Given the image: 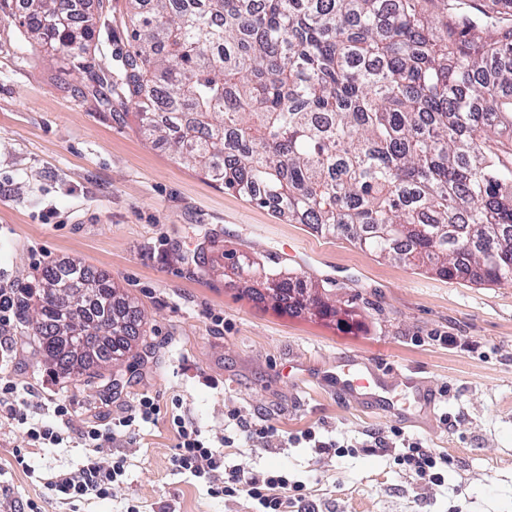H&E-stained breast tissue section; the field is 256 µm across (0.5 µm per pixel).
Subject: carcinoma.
<instances>
[{"instance_id":"1","label":"carcinoma","mask_w":512,"mask_h":512,"mask_svg":"<svg viewBox=\"0 0 512 512\" xmlns=\"http://www.w3.org/2000/svg\"><path fill=\"white\" fill-rule=\"evenodd\" d=\"M22 49L91 73L94 22L23 0ZM112 97L224 188L324 236L448 279L512 284V0H129ZM284 309L337 313L324 286L243 256ZM45 286L50 369L112 360L143 333L112 281ZM52 296H46V293Z\"/></svg>"}]
</instances>
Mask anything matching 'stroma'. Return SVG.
<instances>
[{"mask_svg":"<svg viewBox=\"0 0 512 512\" xmlns=\"http://www.w3.org/2000/svg\"><path fill=\"white\" fill-rule=\"evenodd\" d=\"M128 0H110L92 69L111 83L129 50ZM14 19L0 18V282L37 287L44 267L77 263L112 280L145 321L137 346L83 376L52 375L33 340L31 314L0 328V376L47 417L72 403L65 441L32 448L31 472L16 467L23 431L0 418V495L62 512L43 477L81 466L80 430L92 416L125 415L142 395L161 413L130 439L99 449L128 468L107 500L82 512H255L250 499H216L207 483L177 469L173 416L213 443L226 414L261 418L278 434L224 451L244 473L286 472L307 484L288 512H512V284L448 280L375 257L341 237L291 224L224 189L140 129L135 110L104 104L69 54L23 55ZM279 255L291 275L332 284L351 302L346 324L256 301L254 281L232 274L237 257ZM341 356L382 377L413 374L432 392L346 402L329 374ZM401 427L447 456L444 483L417 484L379 449L337 456L294 443L369 436Z\"/></svg>","mask_w":512,"mask_h":512,"instance_id":"stroma-1","label":"stroma"}]
</instances>
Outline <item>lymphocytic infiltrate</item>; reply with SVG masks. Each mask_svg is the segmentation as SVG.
<instances>
[{"label": "lymphocytic infiltrate", "instance_id": "1", "mask_svg": "<svg viewBox=\"0 0 512 512\" xmlns=\"http://www.w3.org/2000/svg\"><path fill=\"white\" fill-rule=\"evenodd\" d=\"M15 392L13 384L0 377V417L10 418L22 425L27 447L44 448L61 444L72 412L71 404L54 403L50 419L33 422L28 417L26 405L16 400ZM159 413L156 399L145 395L139 398L128 415L108 424L89 422L81 433L87 449L83 464L76 470L44 478L45 489L56 496L59 503L67 505L69 512H80V503L88 498H110L113 484L119 482L126 472L127 460L120 456L111 465H103L96 456L98 449L126 436L133 426L155 421ZM172 427L177 439L173 457L175 466L193 476L206 478L212 496L234 498L244 495L257 502L261 512H285L289 501L306 498V484L290 481L282 472L247 475L236 469H226L223 448L209 444L200 429L184 416H173ZM375 445L394 450L396 464L410 478L424 484L443 483L447 457L426 448L420 439L405 436L401 428L391 427L388 436L376 438Z\"/></svg>", "mask_w": 512, "mask_h": 512}]
</instances>
